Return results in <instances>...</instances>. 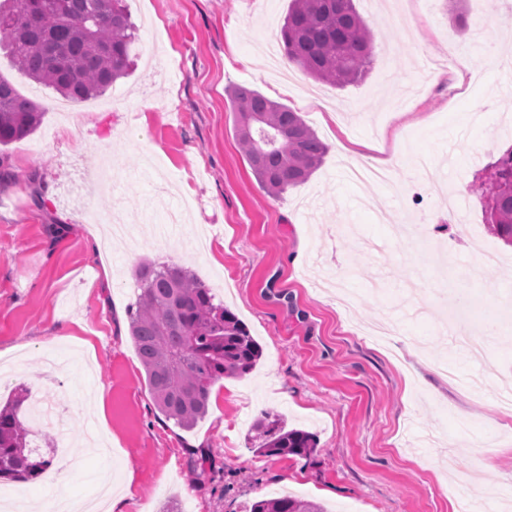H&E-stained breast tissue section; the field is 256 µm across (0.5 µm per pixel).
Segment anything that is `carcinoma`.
<instances>
[{"mask_svg": "<svg viewBox=\"0 0 512 512\" xmlns=\"http://www.w3.org/2000/svg\"><path fill=\"white\" fill-rule=\"evenodd\" d=\"M8 7H3V3ZM0 47L31 80L63 98L97 97L127 75L136 28L124 0H5ZM284 56L307 76L344 87L364 77L373 61L371 32L353 0H293L279 32ZM235 136L260 187L273 196L305 183L321 166L326 145L300 113L259 91H228ZM43 112L0 76V147L34 134ZM490 172L486 196L492 230L512 245V153ZM137 300L129 331L157 410L189 431L208 409L212 387L254 369L262 351L246 326L185 268L144 262L136 271ZM256 451L307 457L311 433L284 421L258 420ZM29 429L16 409H0V480L28 481L51 467L29 453ZM247 512H327L303 497H260Z\"/></svg>", "mask_w": 512, "mask_h": 512, "instance_id": "1", "label": "carcinoma"}]
</instances>
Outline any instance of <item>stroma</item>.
<instances>
[{"label":"stroma","instance_id":"stroma-1","mask_svg":"<svg viewBox=\"0 0 512 512\" xmlns=\"http://www.w3.org/2000/svg\"><path fill=\"white\" fill-rule=\"evenodd\" d=\"M125 4L139 35L129 76L65 113L43 88V122L6 148L16 178L0 181V349L18 350L0 405L26 393L28 425L36 400L65 410L79 463L58 482L91 496L109 467L130 489L123 512H242L293 488L328 512H455L460 477L483 496L512 489V412L497 403L512 345L484 365L443 330L461 295L469 332L496 320L512 337V246L473 190L512 147V68L499 66L512 61V0H472L462 26L446 0H354L374 61L342 88L293 65L289 85L273 78L291 0ZM235 85L301 112L327 145L309 181L278 198L260 188L233 130ZM344 130L392 158L390 185L349 179ZM452 191L468 195L466 213L449 214ZM177 208L166 238L114 244L103 260L88 249L90 213L140 228ZM421 222L415 240L397 231ZM486 246L501 258L492 293L471 272ZM145 258L190 268L262 349L252 372L214 386L189 431L155 408L129 336ZM437 355L479 388L449 382ZM266 414L312 433L314 454L256 453Z\"/></svg>","mask_w":512,"mask_h":512}]
</instances>
